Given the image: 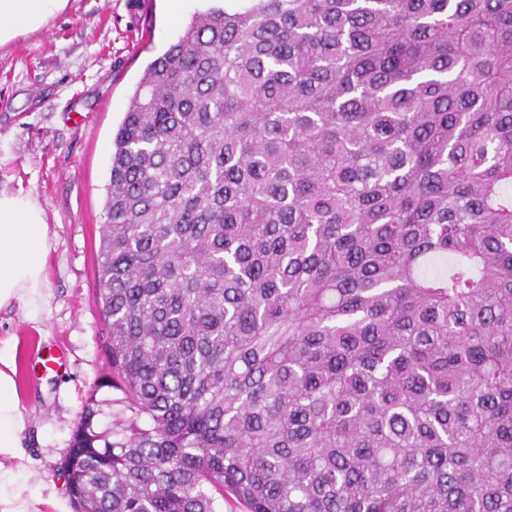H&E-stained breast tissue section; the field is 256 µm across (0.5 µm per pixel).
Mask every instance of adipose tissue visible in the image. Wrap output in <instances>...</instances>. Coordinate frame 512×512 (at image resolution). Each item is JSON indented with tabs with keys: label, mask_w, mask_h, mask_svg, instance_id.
<instances>
[{
	"label": "adipose tissue",
	"mask_w": 512,
	"mask_h": 512,
	"mask_svg": "<svg viewBox=\"0 0 512 512\" xmlns=\"http://www.w3.org/2000/svg\"><path fill=\"white\" fill-rule=\"evenodd\" d=\"M68 0H0V45L36 32L63 12ZM51 239L45 210L34 197L0 190V310L22 309L37 318L46 299ZM18 355L0 346V512H28L30 490L15 465L24 429Z\"/></svg>",
	"instance_id": "adipose-tissue-1"
}]
</instances>
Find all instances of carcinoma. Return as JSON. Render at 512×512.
Returning a JSON list of instances; mask_svg holds the SVG:
<instances>
[{
	"label": "carcinoma",
	"mask_w": 512,
	"mask_h": 512,
	"mask_svg": "<svg viewBox=\"0 0 512 512\" xmlns=\"http://www.w3.org/2000/svg\"><path fill=\"white\" fill-rule=\"evenodd\" d=\"M113 146L76 512H512V0L196 12Z\"/></svg>",
	"instance_id": "obj_1"
}]
</instances>
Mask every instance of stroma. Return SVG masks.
<instances>
[{
    "label": "stroma",
    "mask_w": 512,
    "mask_h": 512,
    "mask_svg": "<svg viewBox=\"0 0 512 512\" xmlns=\"http://www.w3.org/2000/svg\"><path fill=\"white\" fill-rule=\"evenodd\" d=\"M208 0H69L44 29L0 46V190L36 197L53 249L38 320L0 310V341L19 355L30 512L69 503L59 467L88 397L97 430L130 418L120 392L102 386L105 326L96 299V253L112 140L147 65L176 42Z\"/></svg>",
    "instance_id": "35a3bbf8"
}]
</instances>
